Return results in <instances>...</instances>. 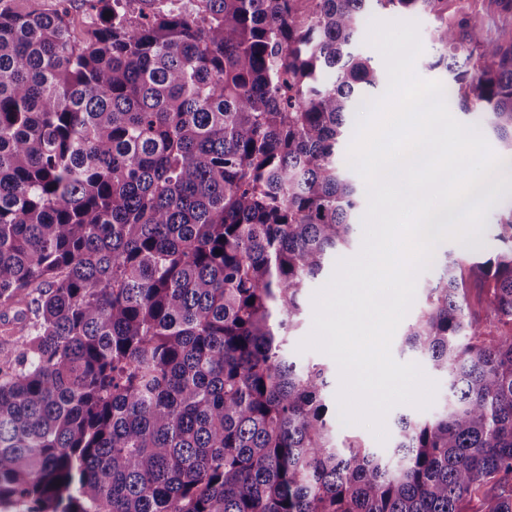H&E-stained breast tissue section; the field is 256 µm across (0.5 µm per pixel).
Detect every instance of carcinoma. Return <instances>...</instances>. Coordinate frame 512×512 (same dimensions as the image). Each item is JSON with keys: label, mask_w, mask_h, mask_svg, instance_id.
Segmentation results:
<instances>
[{"label": "carcinoma", "mask_w": 512, "mask_h": 512, "mask_svg": "<svg viewBox=\"0 0 512 512\" xmlns=\"http://www.w3.org/2000/svg\"><path fill=\"white\" fill-rule=\"evenodd\" d=\"M67 2L0 8V512H512V206L433 257L405 343L452 398L389 455L338 447L327 367L287 356L359 215L371 5L434 14L448 101L512 162V0H87L82 43ZM69 20L72 34L78 39L87 38L99 22L97 17L87 10L83 0L70 1Z\"/></svg>", "instance_id": "obj_1"}]
</instances>
